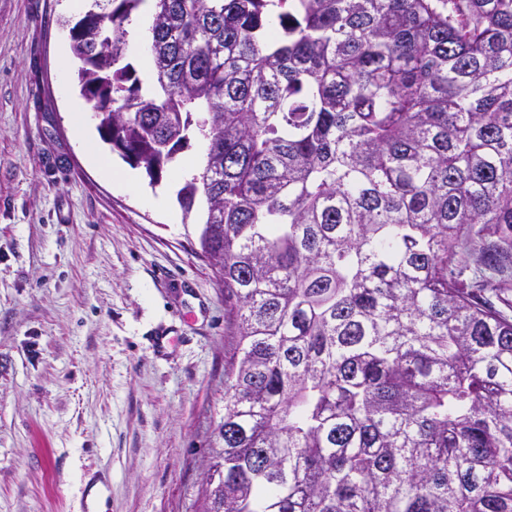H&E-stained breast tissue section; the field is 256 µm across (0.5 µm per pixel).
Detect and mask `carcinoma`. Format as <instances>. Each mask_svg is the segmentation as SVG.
I'll use <instances>...</instances> for the list:
<instances>
[{"mask_svg": "<svg viewBox=\"0 0 512 512\" xmlns=\"http://www.w3.org/2000/svg\"><path fill=\"white\" fill-rule=\"evenodd\" d=\"M92 0L100 138L224 288L201 512H512V0ZM146 2H144L145 4ZM149 3L142 6L140 15L138 19H136L135 24L132 25L131 33L128 37V60L131 61L137 69L138 75L143 82H147L149 80L151 70L144 71L142 68V57L147 54L145 42L142 41V35L138 29L139 21L144 16L149 9ZM144 12V13H143Z\"/></svg>", "mask_w": 512, "mask_h": 512, "instance_id": "cac0c4a2", "label": "carcinoma"}]
</instances>
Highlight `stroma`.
Instances as JSON below:
<instances>
[{
  "mask_svg": "<svg viewBox=\"0 0 512 512\" xmlns=\"http://www.w3.org/2000/svg\"><path fill=\"white\" fill-rule=\"evenodd\" d=\"M88 6L0 0V512H83L98 473L110 512H194L227 343L202 213L176 201L204 147L153 187L101 141L58 23Z\"/></svg>",
  "mask_w": 512,
  "mask_h": 512,
  "instance_id": "1",
  "label": "stroma"
}]
</instances>
